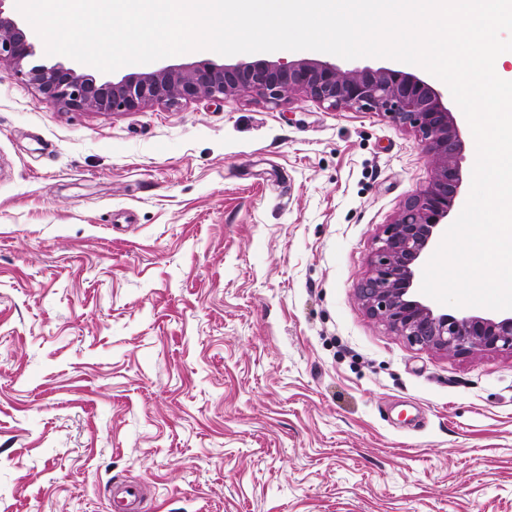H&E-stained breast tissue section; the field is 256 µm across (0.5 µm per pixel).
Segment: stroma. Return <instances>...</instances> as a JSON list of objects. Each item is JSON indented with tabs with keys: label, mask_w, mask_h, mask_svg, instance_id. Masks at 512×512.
<instances>
[{
	"label": "stroma",
	"mask_w": 512,
	"mask_h": 512,
	"mask_svg": "<svg viewBox=\"0 0 512 512\" xmlns=\"http://www.w3.org/2000/svg\"><path fill=\"white\" fill-rule=\"evenodd\" d=\"M263 61L311 59L278 50ZM434 167L303 94L46 104L0 66V512H512V356L357 287ZM121 499L118 500L119 511L121 512H142L144 511V492L139 484L131 483L118 491Z\"/></svg>",
	"instance_id": "1"
}]
</instances>
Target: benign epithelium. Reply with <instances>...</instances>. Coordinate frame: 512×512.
<instances>
[{
    "label": "benign epithelium",
    "mask_w": 512,
    "mask_h": 512,
    "mask_svg": "<svg viewBox=\"0 0 512 512\" xmlns=\"http://www.w3.org/2000/svg\"><path fill=\"white\" fill-rule=\"evenodd\" d=\"M5 2L0 0V64L12 65L52 106L113 114L138 112L155 103L219 101L242 93L276 105L300 92L333 107L374 109L413 129L435 175L423 192L405 202L378 238L368 274L358 287L359 299L371 316L414 346L457 355H512V314L441 313L415 292L420 267L444 230L463 183L460 128L443 93L425 79L388 67L345 72L330 63L301 59L234 66L203 61L102 82L76 62L31 64L38 50L36 36L6 13Z\"/></svg>",
    "instance_id": "1"
}]
</instances>
